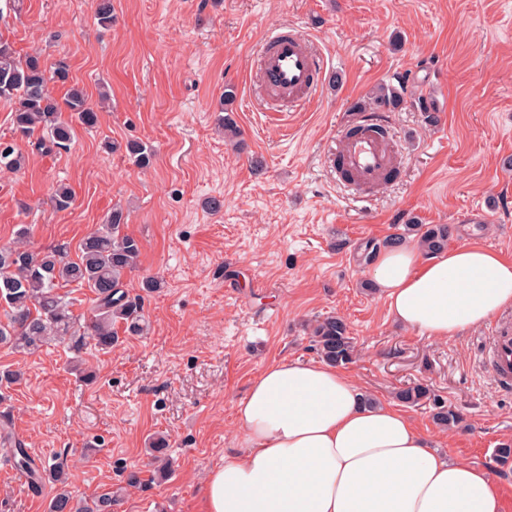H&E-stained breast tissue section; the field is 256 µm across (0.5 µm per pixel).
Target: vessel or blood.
I'll list each match as a JSON object with an SVG mask.
<instances>
[{
    "label": "vessel or blood",
    "mask_w": 512,
    "mask_h": 512,
    "mask_svg": "<svg viewBox=\"0 0 512 512\" xmlns=\"http://www.w3.org/2000/svg\"><path fill=\"white\" fill-rule=\"evenodd\" d=\"M258 91L271 113L298 112L322 84L324 64L305 34L276 27L268 31L258 53ZM386 118L361 120L356 131L343 132L336 149L329 152L334 174L348 186L370 187L392 166L390 136L384 133ZM487 361L498 386L512 385V330L497 331Z\"/></svg>",
    "instance_id": "vessel-or-blood-1"
}]
</instances>
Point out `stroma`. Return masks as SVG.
Segmentation results:
<instances>
[{"label": "stroma", "instance_id": "35a3bbf8", "mask_svg": "<svg viewBox=\"0 0 512 512\" xmlns=\"http://www.w3.org/2000/svg\"><path fill=\"white\" fill-rule=\"evenodd\" d=\"M99 25L96 0H0V40L17 56L66 62L97 102L93 129L77 127L69 151L45 154L14 131L0 100V137L25 157L0 167V245L28 226L30 249L65 246L76 259L113 205L141 244L129 294H143L147 334H120L111 352L82 353L96 378L70 370L54 343L34 354L0 346V368L22 380L5 402L11 429L36 459L61 456L71 491L120 496L116 512H199L206 473L238 448L234 404L272 361L317 360L306 326L343 318L358 358L347 370L382 405L421 382L458 412L444 431L426 408L406 407L433 448L486 470L512 512V390L493 381L485 355L495 328L445 341L393 321L370 286L372 247L404 224H446L449 247L482 245L512 261V0H112ZM294 27L326 63L327 79L297 115L271 120L253 90L257 49L276 26ZM241 148L225 145L218 117L225 84ZM406 84L440 115L430 124L411 101L389 111L399 173L350 192L329 168L352 106L375 86ZM146 143L153 166H135L128 141ZM68 185L74 199L56 210ZM223 199L221 211L206 208ZM149 277L163 289L143 293ZM166 435L175 472L155 481L145 453ZM140 471L127 487L119 466ZM41 490L0 454V512H47Z\"/></svg>", "mask_w": 512, "mask_h": 512}]
</instances>
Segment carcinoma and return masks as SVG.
Returning a JSON list of instances; mask_svg holds the SVG:
<instances>
[{"label": "carcinoma", "instance_id": "1", "mask_svg": "<svg viewBox=\"0 0 512 512\" xmlns=\"http://www.w3.org/2000/svg\"><path fill=\"white\" fill-rule=\"evenodd\" d=\"M68 86L63 101H57L49 92V82ZM404 88L379 85L368 100L354 107L356 112L391 109L403 101ZM0 100L15 102L14 127L19 134L30 137L40 133L37 148L47 153L69 149L74 135V123L93 128L98 121L97 111L89 103L83 88L71 82L69 66L58 62L47 69L41 57L30 54L23 59L16 56L7 42L0 41ZM126 149L133 163L146 168L153 162V152L145 144L131 141ZM25 163V157L16 151L13 143L0 141V166L16 170ZM72 190L67 185L55 189L51 202L59 211L70 207ZM126 216L114 208L106 223L89 233L80 244V255L75 261L67 259L62 247L33 251L23 245L29 237V228L17 230V241L0 247V306L7 308V322L0 321V346L17 352H35L52 341L66 344L78 356L87 344L94 341L100 350L109 351L118 340L114 325L121 323L129 336H141L148 331L143 315V297L132 296L123 289L124 279L139 261L141 246L130 234L123 232ZM417 237V245L431 254L448 244L450 229L446 224H407L405 232L388 237L382 247L392 248L406 241V234ZM74 284L86 287L95 295L96 306L89 323L79 326L74 319L67 296L58 288ZM313 349L327 362L345 366L356 359L353 337L349 336L344 319L329 316L311 327ZM396 399L408 406L429 404L433 421L444 429L457 426L461 418L448 408L429 387L422 384L398 390ZM10 418L0 416V440L8 446L7 454L13 467L24 474L33 488L51 480L57 491L50 499L48 512H113L116 498L112 493L92 500L79 499L67 488V475L60 462L36 461L22 441L9 430ZM149 453L155 477L163 480L173 469L165 437L150 441Z\"/></svg>", "mask_w": 512, "mask_h": 512}]
</instances>
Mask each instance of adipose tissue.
<instances>
[{
    "label": "adipose tissue",
    "instance_id": "adipose-tissue-1",
    "mask_svg": "<svg viewBox=\"0 0 512 512\" xmlns=\"http://www.w3.org/2000/svg\"><path fill=\"white\" fill-rule=\"evenodd\" d=\"M392 318L441 341L512 307V263L478 244L382 251ZM240 447L205 476L201 512H501L485 470L439 454L403 411L325 362L269 364L234 405Z\"/></svg>",
    "mask_w": 512,
    "mask_h": 512
}]
</instances>
